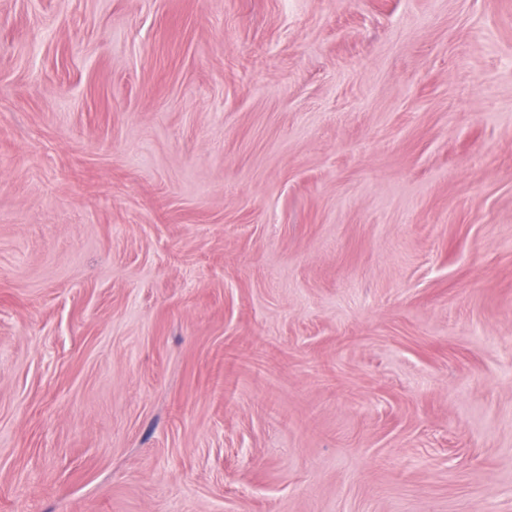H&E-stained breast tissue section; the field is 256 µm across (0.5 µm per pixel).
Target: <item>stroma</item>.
<instances>
[{
    "label": "stroma",
    "instance_id": "obj_1",
    "mask_svg": "<svg viewBox=\"0 0 512 512\" xmlns=\"http://www.w3.org/2000/svg\"><path fill=\"white\" fill-rule=\"evenodd\" d=\"M0 512H512V0H0Z\"/></svg>",
    "mask_w": 512,
    "mask_h": 512
}]
</instances>
